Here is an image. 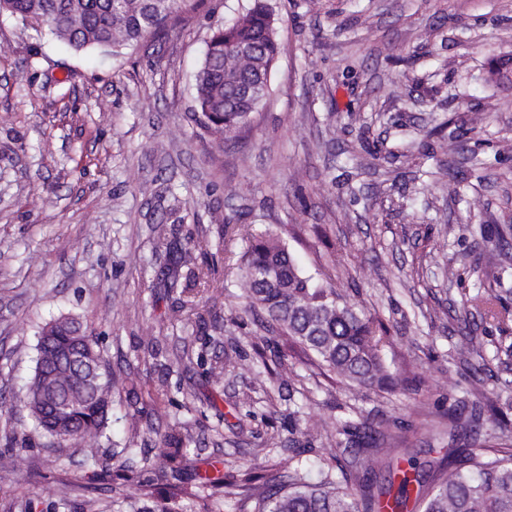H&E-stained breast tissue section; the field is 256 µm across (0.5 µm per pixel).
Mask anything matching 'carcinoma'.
Segmentation results:
<instances>
[{
  "mask_svg": "<svg viewBox=\"0 0 512 512\" xmlns=\"http://www.w3.org/2000/svg\"><path fill=\"white\" fill-rule=\"evenodd\" d=\"M184 4L186 0H0V14L43 27L76 50L100 46L116 53L161 33ZM277 23L271 0H246L232 20L213 29L194 85L199 125L212 137L226 140L242 132L263 104L279 55ZM240 45L252 48L244 65L236 55ZM247 77L259 85V92L243 99L237 85ZM191 262V252H184L171 270L168 288L185 293L208 285L209 273L202 270L190 272L188 282H181L179 267ZM239 271L245 311L256 315L265 331L285 337L349 384L391 392L403 386L401 373L388 360L393 345L388 329L304 273L280 237L268 231L248 236ZM470 302L493 320L512 317L496 293ZM482 349L480 337L461 336L460 355L479 356ZM116 383L79 317L60 316L44 324L37 334L34 373L23 398L34 434L24 435L15 452H23L36 434H68L100 445L108 438ZM483 414L479 401L468 413H448V438L478 436ZM382 426L368 415L341 425L338 434L345 440L337 442L332 456L340 473L336 479L330 468H320L313 479L300 466L263 480L254 475L252 465L241 484L198 468L193 477H183L182 438L161 434L158 472L165 480L163 487L144 478L139 481V496L131 497L124 493L129 476L119 474L112 487V509L179 512L181 501L221 488L237 500L239 512H402L414 485L415 502L423 512H512V444L506 443L473 448L448 469L434 468L426 475L411 456L399 485L390 478L372 494L365 479L373 474V461L379 456L390 459L396 452L385 447L389 433Z\"/></svg>",
  "mask_w": 512,
  "mask_h": 512,
  "instance_id": "obj_1",
  "label": "carcinoma"
}]
</instances>
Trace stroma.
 I'll list each match as a JSON object with an SVG mask.
<instances>
[{"label": "stroma", "instance_id": "35a3bbf8", "mask_svg": "<svg viewBox=\"0 0 512 512\" xmlns=\"http://www.w3.org/2000/svg\"><path fill=\"white\" fill-rule=\"evenodd\" d=\"M239 4L202 0L165 38L117 55L0 15V398L14 406L0 469L17 476L0 512L112 508L111 490L88 482L84 442L35 435L13 450L33 429L21 399L37 332L64 314L120 373L110 440L94 452L114 474L130 443L155 448L160 431L187 439L186 468L239 477L252 463L268 475L318 464L359 413L395 421L393 447L436 467L449 442L429 423L477 401L512 421V368L496 355L512 321L468 302L494 292L512 307V85L485 80L489 60L512 56V0H273L269 94L224 143L194 119V79ZM227 223L277 234L304 272L382 321L405 388H348L294 353L277 381L259 371L285 340L243 310L236 261L216 246ZM205 238L192 266L212 284L198 310L236 318L223 336L172 320L163 286L167 242ZM465 322L482 357L458 351ZM147 346L156 363L141 361ZM293 429L309 440L299 454L278 447Z\"/></svg>", "mask_w": 512, "mask_h": 512}]
</instances>
